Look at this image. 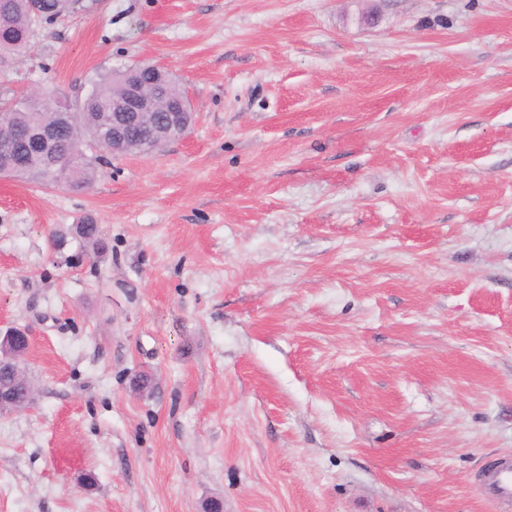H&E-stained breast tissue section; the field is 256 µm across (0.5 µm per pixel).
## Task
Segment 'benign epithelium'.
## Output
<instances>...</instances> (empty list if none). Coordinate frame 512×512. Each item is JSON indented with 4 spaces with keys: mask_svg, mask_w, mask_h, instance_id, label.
Masks as SVG:
<instances>
[{
    "mask_svg": "<svg viewBox=\"0 0 512 512\" xmlns=\"http://www.w3.org/2000/svg\"><path fill=\"white\" fill-rule=\"evenodd\" d=\"M57 100L58 112L53 117L42 120L33 129L22 130L10 119H0V132L12 138L28 139L40 164L49 169L58 166L55 144L60 138L72 134V118L80 108V103H73L66 97L59 96ZM158 112L168 113L166 121L160 126H154L148 139H138L135 132L154 119ZM103 122L106 132L95 140L93 151L106 160L129 153L135 144L148 152L164 142L185 137L192 124V113L189 112L186 101H171L148 94L143 83L130 81L121 95L113 100L112 112L104 116ZM30 343L29 334L18 329L9 331L0 340L1 345H6L13 351L12 357L15 360L28 352ZM33 401L32 392L25 401L19 403L4 398L0 393V412L23 411Z\"/></svg>",
    "mask_w": 512,
    "mask_h": 512,
    "instance_id": "benign-epithelium-1",
    "label": "benign epithelium"
}]
</instances>
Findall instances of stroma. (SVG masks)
I'll return each instance as SVG.
<instances>
[{
  "label": "stroma",
  "mask_w": 512,
  "mask_h": 512,
  "mask_svg": "<svg viewBox=\"0 0 512 512\" xmlns=\"http://www.w3.org/2000/svg\"><path fill=\"white\" fill-rule=\"evenodd\" d=\"M33 42L0 98L144 61L195 122L84 191L0 177V512H499L512 0H95ZM73 232L89 244L94 253H103L108 248L107 241L101 236L98 224H94L91 219L79 224V228L74 227ZM3 338V339H2ZM1 338V364L3 363V350L5 345L8 346L13 352L12 357L15 361L24 356L30 347L31 338L26 331L11 330L9 334ZM479 482L483 492L505 509L512 507V460L504 458L485 470Z\"/></svg>",
  "instance_id": "obj_1"
}]
</instances>
